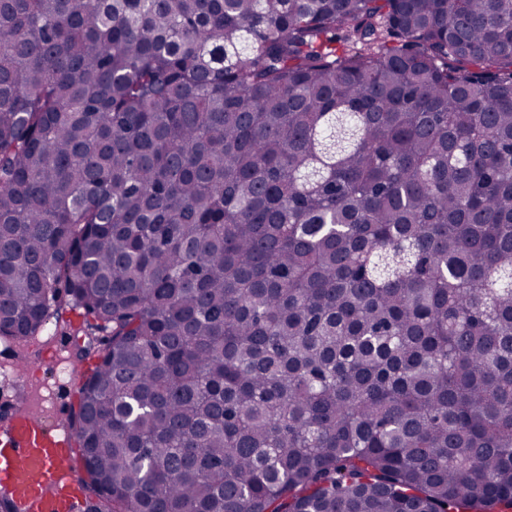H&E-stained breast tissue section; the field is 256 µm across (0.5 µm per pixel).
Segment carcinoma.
I'll list each match as a JSON object with an SVG mask.
<instances>
[{"instance_id": "1", "label": "carcinoma", "mask_w": 512, "mask_h": 512, "mask_svg": "<svg viewBox=\"0 0 512 512\" xmlns=\"http://www.w3.org/2000/svg\"><path fill=\"white\" fill-rule=\"evenodd\" d=\"M52 319L96 512H512V0H0Z\"/></svg>"}]
</instances>
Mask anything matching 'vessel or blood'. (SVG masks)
Wrapping results in <instances>:
<instances>
[{
    "label": "vessel or blood",
    "mask_w": 512,
    "mask_h": 512,
    "mask_svg": "<svg viewBox=\"0 0 512 512\" xmlns=\"http://www.w3.org/2000/svg\"><path fill=\"white\" fill-rule=\"evenodd\" d=\"M71 440L68 429L48 427L28 407L0 432V484L11 488L23 512H75L82 492L65 474Z\"/></svg>",
    "instance_id": "vessel-or-blood-1"
}]
</instances>
